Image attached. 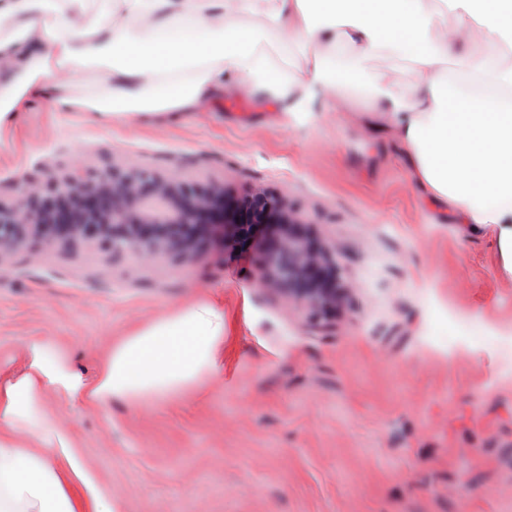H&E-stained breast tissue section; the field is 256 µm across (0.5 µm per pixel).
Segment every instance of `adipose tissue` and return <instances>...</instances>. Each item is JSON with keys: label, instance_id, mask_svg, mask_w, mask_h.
<instances>
[{"label": "adipose tissue", "instance_id": "1", "mask_svg": "<svg viewBox=\"0 0 512 512\" xmlns=\"http://www.w3.org/2000/svg\"><path fill=\"white\" fill-rule=\"evenodd\" d=\"M447 11L482 27L480 47L440 36ZM292 42L298 76L280 64ZM511 51L512 0H0V124L35 96L96 121H174L219 98L306 115L347 95L368 141L394 142L425 202L470 234L492 232L512 273ZM370 57L406 60L421 80L394 96L364 68ZM455 59L469 81H449ZM223 339V313L190 306L129 336L91 383L37 349L30 371L0 385V512H113L6 437L23 425L49 438L46 383L91 403L157 399L210 374Z\"/></svg>", "mask_w": 512, "mask_h": 512}]
</instances>
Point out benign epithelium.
I'll return each instance as SVG.
<instances>
[{
  "mask_svg": "<svg viewBox=\"0 0 512 512\" xmlns=\"http://www.w3.org/2000/svg\"><path fill=\"white\" fill-rule=\"evenodd\" d=\"M40 191V187L29 185L13 206L0 205V254L40 237L41 226L49 223L47 213L39 207ZM54 192L76 201L65 213L66 223L112 226V233L101 240L114 253L153 256L160 244L189 258L198 240L186 241L175 234L187 224L200 225L207 237L223 228L252 235L253 224L241 223L234 207L223 202V189L212 187L208 193L195 195L173 177L112 169L58 186ZM255 223L275 229L263 241L265 287L288 295V300L312 318L323 317L348 302L351 288L347 285L323 284L328 272H336V264L329 247L303 231L311 228L310 224L280 201L268 198L260 199Z\"/></svg>",
  "mask_w": 512,
  "mask_h": 512,
  "instance_id": "1",
  "label": "benign epithelium"
}]
</instances>
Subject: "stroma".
Wrapping results in <instances>:
<instances>
[{
  "label": "stroma",
  "mask_w": 512,
  "mask_h": 512,
  "mask_svg": "<svg viewBox=\"0 0 512 512\" xmlns=\"http://www.w3.org/2000/svg\"><path fill=\"white\" fill-rule=\"evenodd\" d=\"M359 123L333 100L306 117L238 98L173 123L95 124L36 99L1 126V205L77 164L277 198L353 290L310 319L263 288L256 240L229 235L189 260L83 236L1 254V382L38 346L90 380L153 321L199 302L224 314L217 369L192 387L130 406L50 383L41 414L64 447L12 439L117 512H512V275L493 234L427 207Z\"/></svg>",
  "instance_id": "35a3bbf8"
}]
</instances>
